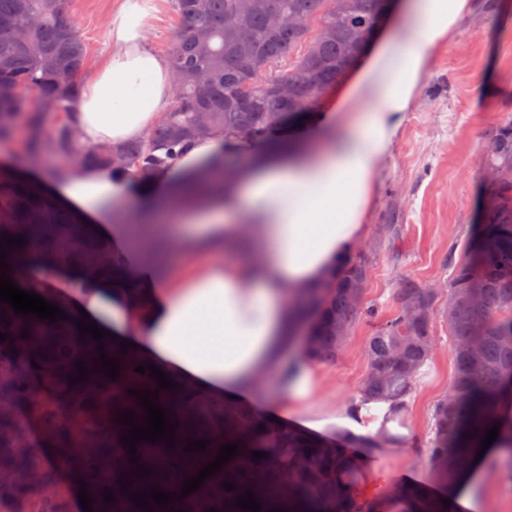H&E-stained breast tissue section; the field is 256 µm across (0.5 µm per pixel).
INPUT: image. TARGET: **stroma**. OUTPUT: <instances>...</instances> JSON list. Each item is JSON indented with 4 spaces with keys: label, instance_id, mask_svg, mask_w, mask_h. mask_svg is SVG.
<instances>
[{
    "label": "stroma",
    "instance_id": "obj_1",
    "mask_svg": "<svg viewBox=\"0 0 512 512\" xmlns=\"http://www.w3.org/2000/svg\"><path fill=\"white\" fill-rule=\"evenodd\" d=\"M113 0H68L67 8L87 46V68L108 50L106 21ZM512 119V0H471L449 44L434 51L422 84L384 168L367 215L370 276L366 298L382 316L395 311L400 279L423 283L449 279L447 257H461L477 219L485 185L484 156L490 135ZM388 224L398 237H385ZM370 329L357 324L342 356L320 365L323 405L351 401L364 375L362 355ZM439 349L427 361L408 400L403 448L378 455L373 487L358 492L383 495L395 478L409 476L432 492L442 488L419 443L428 430L432 407L447 394L454 366L445 328ZM486 512H512V456L493 462L484 486Z\"/></svg>",
    "mask_w": 512,
    "mask_h": 512
}]
</instances>
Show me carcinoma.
<instances>
[{
  "instance_id": "carcinoma-1",
  "label": "carcinoma",
  "mask_w": 512,
  "mask_h": 512,
  "mask_svg": "<svg viewBox=\"0 0 512 512\" xmlns=\"http://www.w3.org/2000/svg\"><path fill=\"white\" fill-rule=\"evenodd\" d=\"M178 25L168 58L174 76V104L163 121L139 140L112 148H89L80 165L98 166L143 180L169 167L200 136L224 132L255 147L275 142L294 120L319 112L323 95L353 66L381 20L386 0H174ZM278 63L285 65L272 73ZM86 64L82 37L67 0H0V145L16 143L0 160V235L24 238L6 261L35 260L52 271L80 270L87 282L112 276L120 267L104 242L24 171L27 160L47 152L68 155L72 130L62 119L80 93ZM288 81L286 99L278 85ZM26 134L16 141L18 127ZM487 165L496 172L481 205L480 234L471 252L452 264L443 283L403 278L395 292L396 312L385 320L365 299L368 259L351 254L324 284L300 298L306 327V356L316 364L335 361L357 322L373 326L363 347L366 372L358 392L393 400L404 418L411 396L437 345L435 326L448 331L454 378L431 413L432 437L420 442L443 482L470 463L467 442L481 440L495 424L497 396L512 391V120L493 135ZM30 337H21L22 330ZM0 474L34 472L53 487L50 496L21 482H0V503L22 502L27 512H67L70 489L83 480L93 497L113 491L104 512H145L134 506L121 483L138 466L120 436L130 427L116 419L127 411L134 424L144 413L127 390H159V405L196 440L203 452L187 453L161 441L139 442L135 456L150 463V487L165 493L191 472L204 468L215 449L236 443L235 467L218 472L170 506L179 512H242L235 498L252 490L266 512H450L425 487L397 485L379 497L358 494L355 482L372 457L397 447L400 436L349 446L312 436L253 415L220 398L178 387L158 389L155 378L135 372L140 358L104 346L117 360L123 383L109 380L98 358L99 343L65 320L54 324L23 317L0 302ZM91 370L85 381L75 363ZM40 369H34L32 363ZM35 426L48 448L72 455L67 478L45 466L35 448L19 447ZM261 451L263 459H252ZM236 489L227 491L223 483Z\"/></svg>"
}]
</instances>
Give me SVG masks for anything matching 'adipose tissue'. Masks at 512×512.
Returning a JSON list of instances; mask_svg holds the SVG:
<instances>
[{
  "label": "adipose tissue",
  "mask_w": 512,
  "mask_h": 512,
  "mask_svg": "<svg viewBox=\"0 0 512 512\" xmlns=\"http://www.w3.org/2000/svg\"><path fill=\"white\" fill-rule=\"evenodd\" d=\"M167 0H114L107 31L110 51L95 66L66 123L82 147L119 146L157 125L173 91L166 55L148 34ZM468 0H402L394 32L373 43L351 71L336 107L357 110L359 120L338 128L333 113L305 127L288 147L260 154L224 192L200 202L172 205L195 175L240 148L223 133L195 140L149 182L102 167L54 175L51 194L103 235L129 271L122 280L86 284L65 270L67 309H84L90 321L117 341L134 343V355L161 368L171 381L251 408L265 417L297 416L318 406L322 378L304 356L295 298L317 287L363 240L377 174L432 63L434 47L450 38ZM161 223L176 241L179 273L161 278L133 232L140 217ZM235 253L213 259V244ZM148 301L135 313L131 295ZM281 376L274 395L265 378ZM388 402L337 406L319 430L336 436L383 435ZM499 433L444 493L453 512H481L474 496L490 461L512 450V394L496 410Z\"/></svg>",
  "instance_id": "obj_1"
}]
</instances>
